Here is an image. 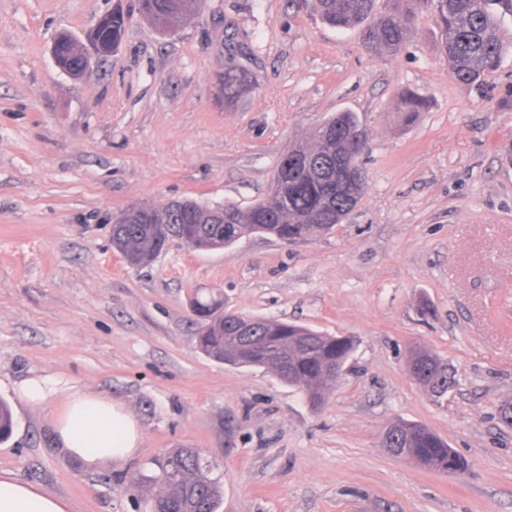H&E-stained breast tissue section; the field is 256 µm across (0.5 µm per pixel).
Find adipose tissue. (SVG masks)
I'll use <instances>...</instances> for the list:
<instances>
[{"label": "adipose tissue", "mask_w": 512, "mask_h": 512, "mask_svg": "<svg viewBox=\"0 0 512 512\" xmlns=\"http://www.w3.org/2000/svg\"><path fill=\"white\" fill-rule=\"evenodd\" d=\"M53 422L62 447L90 470L106 458H133L141 443L139 422L122 406L80 390L69 393ZM0 512H72V508L64 498L0 474Z\"/></svg>", "instance_id": "ef3b65f1"}]
</instances>
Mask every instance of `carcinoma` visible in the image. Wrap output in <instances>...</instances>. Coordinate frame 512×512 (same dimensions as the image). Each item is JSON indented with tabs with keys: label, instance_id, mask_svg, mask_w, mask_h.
<instances>
[{
	"label": "carcinoma",
	"instance_id": "obj_1",
	"mask_svg": "<svg viewBox=\"0 0 512 512\" xmlns=\"http://www.w3.org/2000/svg\"><path fill=\"white\" fill-rule=\"evenodd\" d=\"M401 0H388L384 10L378 0H315L321 19L338 29H348L372 19L365 31L368 46L397 52L414 34L413 17L399 10ZM434 11L440 29L439 51L448 59L452 76L460 83L480 86L499 70L504 41L496 8L512 13V0H423ZM202 0H140V10L155 27L167 32L198 13ZM126 16L112 9V24L104 37L112 48L122 41ZM250 88L248 72L236 65L224 67V103L233 106ZM427 100L414 91L400 98V123L409 125L426 110ZM362 130L354 112H338L319 124L306 142H300L278 163L270 193L246 209L224 205V219L195 200H173L162 207H148L149 221L136 224L128 210L112 218V247L137 259L136 266L154 262L173 236H186L198 249L221 242L229 247L250 234L296 243L328 234L342 223L363 197L367 174L356 184L349 169L361 168L363 150L358 148ZM191 312L198 326L200 350L207 357L232 365L273 370L268 353L275 349L285 360L289 374L281 380L298 388L307 401L318 406L336 387L331 367H343L356 347L350 336H326L312 329L277 319H257L248 332L240 326L246 317L224 309L220 291L199 290ZM440 356L418 348L411 353L412 378L432 397L448 393V374L436 370ZM14 426L9 404L0 400V441L10 437ZM394 433L389 447L398 456H410L431 471H462L465 461L448 442L428 427L406 422L390 425ZM150 464L152 475L129 482L128 490L153 485L160 491L150 499V512H217L220 482L210 477L193 448H180Z\"/></svg>",
	"mask_w": 512,
	"mask_h": 512
}]
</instances>
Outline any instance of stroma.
I'll return each instance as SVG.
<instances>
[{
    "mask_svg": "<svg viewBox=\"0 0 512 512\" xmlns=\"http://www.w3.org/2000/svg\"><path fill=\"white\" fill-rule=\"evenodd\" d=\"M117 0H0V398L14 431L0 473L73 512H149L126 487L154 456L198 449L223 486L218 512H512V49L481 86L456 81L431 8L402 0L416 32L399 52L324 24L313 0H205L161 33L139 10L119 49L73 77L51 47L85 41ZM252 86L224 104V68ZM430 107L397 121L401 94ZM339 111L367 132V186L327 235H247L202 252L173 240L133 268L112 247L128 206L189 198L246 208L281 156ZM279 319L357 347L311 406L273 372L199 350L190 299ZM448 360L431 397L409 352ZM39 379L43 401L22 398ZM122 404L142 427L135 458L85 469L52 416L70 389ZM397 421L425 425L467 462L427 471L382 446Z\"/></svg>",
    "mask_w": 512,
    "mask_h": 512,
    "instance_id": "35a3bbf8",
    "label": "stroma"
}]
</instances>
